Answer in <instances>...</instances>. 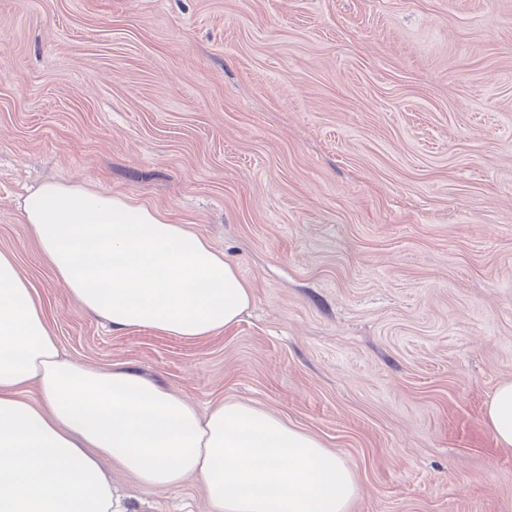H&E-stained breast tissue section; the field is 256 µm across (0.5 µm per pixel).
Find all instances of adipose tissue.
<instances>
[{
	"instance_id": "1",
	"label": "adipose tissue",
	"mask_w": 512,
	"mask_h": 512,
	"mask_svg": "<svg viewBox=\"0 0 512 512\" xmlns=\"http://www.w3.org/2000/svg\"><path fill=\"white\" fill-rule=\"evenodd\" d=\"M22 214L58 281L113 330L198 339L253 300L205 239L123 196L49 182ZM485 417L511 448L512 381ZM104 457L151 487L198 478L211 512H348L357 493L335 452L252 402L202 412L139 372L63 359L39 299L0 252V512H127Z\"/></svg>"
}]
</instances>
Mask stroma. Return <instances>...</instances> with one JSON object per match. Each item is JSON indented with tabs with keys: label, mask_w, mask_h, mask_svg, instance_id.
Wrapping results in <instances>:
<instances>
[{
	"label": "stroma",
	"mask_w": 512,
	"mask_h": 512,
	"mask_svg": "<svg viewBox=\"0 0 512 512\" xmlns=\"http://www.w3.org/2000/svg\"><path fill=\"white\" fill-rule=\"evenodd\" d=\"M121 194L204 237L253 302L217 334L115 332L23 197ZM0 251L63 353L335 451L349 512H512L484 420L512 380V0H0ZM130 512L200 483L113 472Z\"/></svg>",
	"instance_id": "stroma-1"
}]
</instances>
